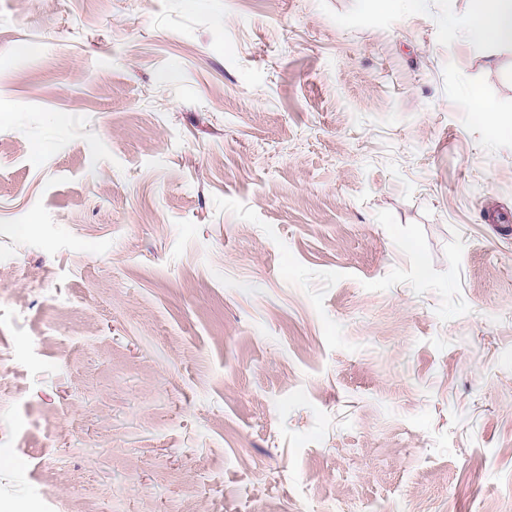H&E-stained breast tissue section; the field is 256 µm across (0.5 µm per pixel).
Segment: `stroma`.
I'll use <instances>...</instances> for the list:
<instances>
[{
  "mask_svg": "<svg viewBox=\"0 0 512 512\" xmlns=\"http://www.w3.org/2000/svg\"><path fill=\"white\" fill-rule=\"evenodd\" d=\"M475 0H0V506L512 493V47ZM43 145L34 155V145ZM479 8L471 16L466 35L476 44L512 45V0H478ZM467 94L476 104V118L490 129L501 131L504 126L496 104L487 98L479 87H469Z\"/></svg>",
  "mask_w": 512,
  "mask_h": 512,
  "instance_id": "stroma-1",
  "label": "stroma"
}]
</instances>
